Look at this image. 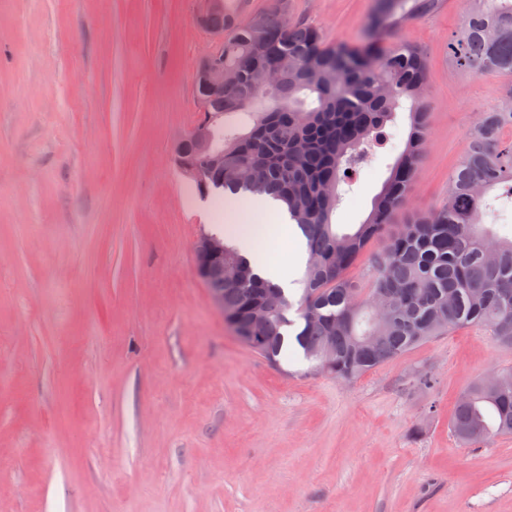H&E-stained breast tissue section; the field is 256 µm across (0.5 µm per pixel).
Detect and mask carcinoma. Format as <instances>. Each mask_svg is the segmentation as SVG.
I'll return each instance as SVG.
<instances>
[{"mask_svg": "<svg viewBox=\"0 0 512 512\" xmlns=\"http://www.w3.org/2000/svg\"><path fill=\"white\" fill-rule=\"evenodd\" d=\"M468 2L448 54L474 76L509 77L512 99V0ZM444 4L374 0L357 45L326 43L319 28L291 17L289 0L241 21L228 12L212 20L231 32L219 54L238 78L222 97L196 86L205 112L224 114V169L190 190L273 201L305 242V270L286 290L257 276L225 240L224 226L203 233L224 245V262L238 272L207 288L223 289L224 316L238 339L272 363L297 355L307 371L350 382L450 330L485 328L512 346V238L489 235L482 224L489 191L512 198V112L480 113L450 175L448 200L386 233L423 161L432 112L424 52L390 38ZM272 72L278 83L269 92ZM263 97L272 104L257 112ZM405 102L409 135L371 212L354 231H336L339 186L372 158ZM383 236L362 288L347 272ZM450 430L471 444L512 435V369L476 381L457 401Z\"/></svg>", "mask_w": 512, "mask_h": 512, "instance_id": "cac0c4a2", "label": "carcinoma"}]
</instances>
